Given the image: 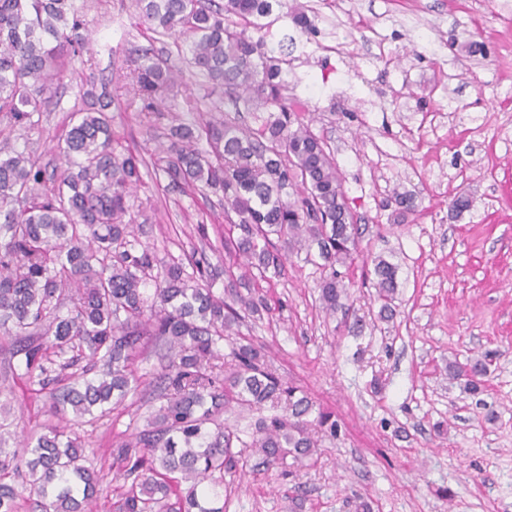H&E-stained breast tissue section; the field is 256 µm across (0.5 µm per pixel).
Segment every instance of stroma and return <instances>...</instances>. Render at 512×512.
<instances>
[{"label":"stroma","instance_id":"stroma-1","mask_svg":"<svg viewBox=\"0 0 512 512\" xmlns=\"http://www.w3.org/2000/svg\"><path fill=\"white\" fill-rule=\"evenodd\" d=\"M285 3L303 6L318 28L310 38L289 18L277 23L295 40L288 94L307 103L313 129L326 135L366 231L347 273L351 297L336 316L323 312L320 273L304 253H290L281 273L259 285L275 308L240 334L265 345L279 375L332 412L341 431L294 476L247 468L229 512H354L357 497L371 512H512V0ZM84 5L91 44L83 65L51 89L38 127L13 133L41 165L55 166L52 146L74 108L97 100L111 102L123 147L154 150L167 121L144 116L133 97L143 48L180 68L168 111L193 97L223 116L224 91L182 66L173 39L137 24L135 0ZM472 41L487 56L470 55ZM397 190L418 203L400 223L383 206ZM470 192L472 209L451 217V199ZM130 213L158 256L188 265L199 251L223 265L229 225L218 194L173 189L148 172ZM378 256L399 265L386 320L364 277ZM357 317L367 323L358 336L347 328ZM483 356L478 392L449 376V363ZM8 361L0 352V379L22 406L18 428L40 431L44 399ZM157 406L120 407L79 427L85 466L108 474L98 512H112L124 483L113 448Z\"/></svg>","mask_w":512,"mask_h":512}]
</instances>
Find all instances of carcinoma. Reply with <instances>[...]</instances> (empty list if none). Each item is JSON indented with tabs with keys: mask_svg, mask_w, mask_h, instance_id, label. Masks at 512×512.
Wrapping results in <instances>:
<instances>
[{
	"mask_svg": "<svg viewBox=\"0 0 512 512\" xmlns=\"http://www.w3.org/2000/svg\"><path fill=\"white\" fill-rule=\"evenodd\" d=\"M136 4L138 24L162 37L189 36L176 44L178 55L233 93L228 107L253 113L254 126L226 118L195 128L173 113L164 141L144 155L118 149L112 102L101 101L74 112L50 172L29 145L9 146L10 134L39 125L44 94L82 57L86 24L76 0H0V351L21 357L48 416L26 453L7 451L17 434L12 399L0 389V512H95L105 474L83 464L71 425L137 402L143 381L134 363L151 344L168 359L156 377L160 406L112 451L127 480L118 512H227L224 490L248 458L290 476L338 434L334 415L285 381L264 346L230 339L232 326L270 311L257 283L279 274L295 249L320 270L326 313L344 308L340 268H350L363 234L335 156L304 121L306 102L284 94L288 34L272 45V0ZM134 71V95L153 114L172 92L175 69L145 52ZM149 167L174 186L222 192L227 221L239 230L224 236L228 298L208 288L206 258L189 273L139 240L128 196ZM393 200L402 219L418 207L408 191H394ZM372 264L366 276L385 318L397 265L383 257ZM232 403L271 414L243 438L224 425ZM20 473L26 496L12 483Z\"/></svg>",
	"mask_w": 512,
	"mask_h": 512,
	"instance_id": "1",
	"label": "carcinoma"
}]
</instances>
